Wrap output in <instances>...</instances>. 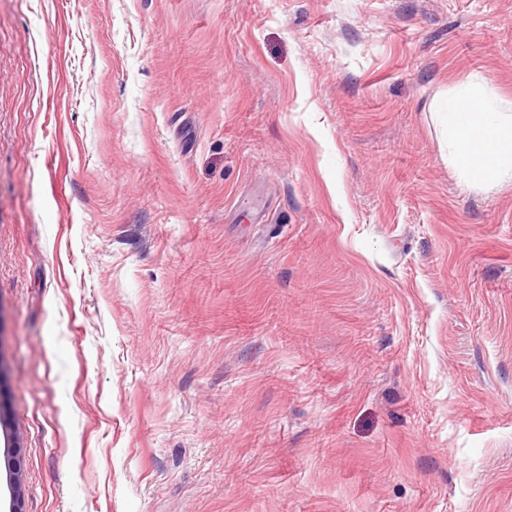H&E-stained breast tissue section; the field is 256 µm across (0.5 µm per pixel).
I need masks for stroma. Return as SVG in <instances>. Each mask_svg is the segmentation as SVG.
Segmentation results:
<instances>
[{
	"label": "stroma",
	"instance_id": "obj_1",
	"mask_svg": "<svg viewBox=\"0 0 512 512\" xmlns=\"http://www.w3.org/2000/svg\"><path fill=\"white\" fill-rule=\"evenodd\" d=\"M512 0H0V512H512ZM512 108L503 112L478 75L448 93L449 162L475 188L512 181Z\"/></svg>",
	"mask_w": 512,
	"mask_h": 512
}]
</instances>
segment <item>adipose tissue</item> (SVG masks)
I'll return each instance as SVG.
<instances>
[{
    "mask_svg": "<svg viewBox=\"0 0 512 512\" xmlns=\"http://www.w3.org/2000/svg\"><path fill=\"white\" fill-rule=\"evenodd\" d=\"M444 120L449 161L473 187L512 181V113L487 96L479 76L449 91Z\"/></svg>",
    "mask_w": 512,
    "mask_h": 512,
    "instance_id": "1",
    "label": "adipose tissue"
}]
</instances>
